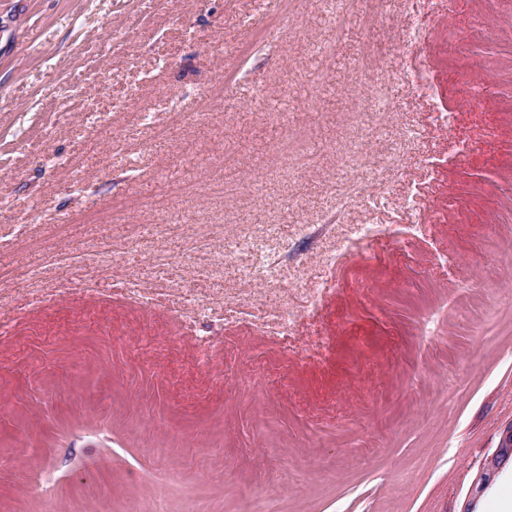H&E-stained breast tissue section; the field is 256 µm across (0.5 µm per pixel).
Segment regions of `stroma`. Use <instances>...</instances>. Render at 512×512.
Returning <instances> with one entry per match:
<instances>
[{
    "label": "stroma",
    "instance_id": "obj_1",
    "mask_svg": "<svg viewBox=\"0 0 512 512\" xmlns=\"http://www.w3.org/2000/svg\"><path fill=\"white\" fill-rule=\"evenodd\" d=\"M511 425L512 0H0V512H498ZM263 249V241L257 236H242L228 254L224 255V269L230 271L240 279L250 282H261L270 279L276 273V266L267 260L265 265L251 268L241 267L237 263V255L240 253L259 252ZM509 459H512V425L506 429L495 455L484 464L482 472L474 480V495L481 493L485 489L494 472L502 463Z\"/></svg>",
    "mask_w": 512,
    "mask_h": 512
}]
</instances>
